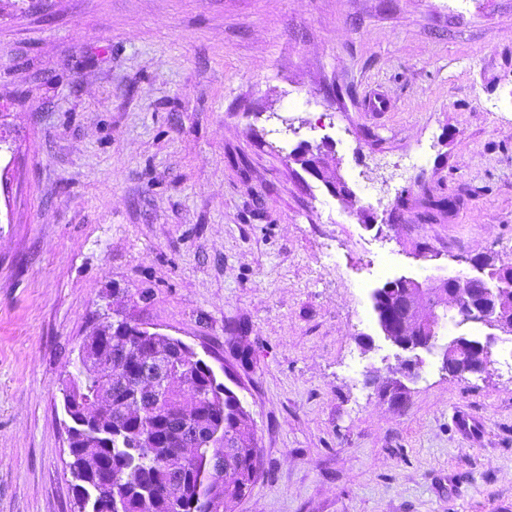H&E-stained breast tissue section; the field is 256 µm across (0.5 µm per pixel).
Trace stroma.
<instances>
[{
  "instance_id": "stroma-1",
  "label": "stroma",
  "mask_w": 512,
  "mask_h": 512,
  "mask_svg": "<svg viewBox=\"0 0 512 512\" xmlns=\"http://www.w3.org/2000/svg\"><path fill=\"white\" fill-rule=\"evenodd\" d=\"M477 258L512 264V0H0V512H71L107 309L241 398L237 512H512L507 337L410 377L373 310ZM492 340L493 337H489L482 343L467 336L451 339L442 351V368L455 375L487 373L491 365Z\"/></svg>"
}]
</instances>
